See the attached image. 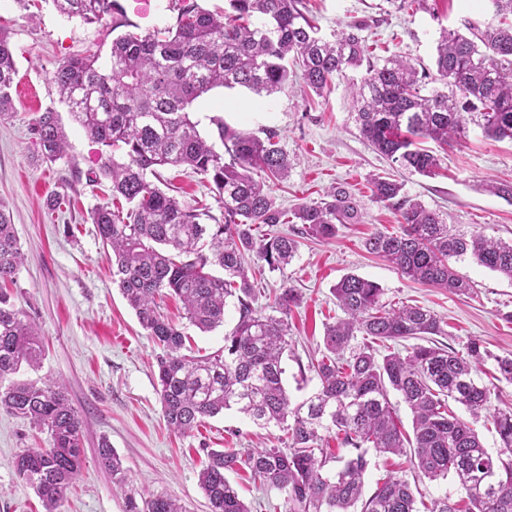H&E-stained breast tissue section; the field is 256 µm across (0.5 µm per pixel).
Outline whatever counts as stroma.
Here are the masks:
<instances>
[{
	"mask_svg": "<svg viewBox=\"0 0 512 512\" xmlns=\"http://www.w3.org/2000/svg\"><path fill=\"white\" fill-rule=\"evenodd\" d=\"M119 2L143 33L173 23L176 16L172 0ZM35 3L37 9L31 12L16 0H0V26L11 36L18 69L11 115L0 119V200L10 211L24 255L16 273L0 281V290L36 325L44 344L39 368H22L19 379L65 384L84 422V461L60 512H125L124 496L98 462V445L104 439L121 456L127 483L138 494H166L177 498L185 512H209L198 486L207 449L269 448L276 445L280 431L259 428L231 410L184 435L168 430L157 394L161 350L113 285L110 253L90 219L105 191L90 181L101 147L72 121L50 81L59 59L111 43L112 34L62 17L52 0ZM306 3L324 34L352 22L365 23L368 60L396 53L425 68L433 65L441 28L491 18L487 0H425L423 7L406 9L392 0ZM348 84V77L336 76L321 97L303 91L297 81L268 97L241 88H217L199 98L191 113L205 136L213 130L214 116L238 130L275 134L291 162L287 180L273 188L280 208L291 210L319 200L336 183L348 186L361 204V223L340 227L331 240L299 238L296 256L284 269L263 268L255 254L246 256L255 270L252 280L259 304L272 303L275 293L288 287L303 296L288 314L295 353L284 359V384L296 402L317 386L308 364L324 350L327 324L342 315L332 289L349 274L378 283L386 305H418L435 313L444 329L440 344L461 351L478 339L494 356L512 352L511 280L468 258L453 267L474 289L454 294L412 282L365 250V239L376 229L401 230L392 211L373 202L368 190L372 176L392 175L396 169L360 137ZM50 106L60 115L68 149L64 160L46 165L36 160L32 124ZM425 146L438 153L441 167L432 177L406 176L407 195L440 211L457 231L480 227L486 235L512 240V204L483 187L490 178L512 179V142L490 139L471 123L458 143L442 149L429 140ZM163 175L179 200L221 215V201L200 175L176 169ZM166 313L189 336L190 352L196 356L222 350L225 334L239 317L233 298L225 308L223 326L207 333L183 319L179 300H168ZM46 442V434L28 421L0 411V512H44L32 489L16 476L13 460L22 450ZM229 480L248 506L285 512L283 495L254 483L248 471L238 470Z\"/></svg>",
	"mask_w": 512,
	"mask_h": 512,
	"instance_id": "35a3bbf8",
	"label": "stroma"
}]
</instances>
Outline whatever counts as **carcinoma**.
I'll use <instances>...</instances> for the list:
<instances>
[{
  "label": "carcinoma",
  "instance_id": "obj_1",
  "mask_svg": "<svg viewBox=\"0 0 512 512\" xmlns=\"http://www.w3.org/2000/svg\"><path fill=\"white\" fill-rule=\"evenodd\" d=\"M488 2L492 21L466 20L464 34L440 30L431 73L396 54L364 63L363 24L349 23L324 36L303 0H224L220 13L197 0H178L175 22L144 35L123 19L118 0H53L70 20L127 28L112 38L104 58L96 50L61 59L51 83L72 120L107 148L98 175L110 183L112 199L132 205L122 215L99 204L90 219L112 250V283L163 350L157 368L167 427L185 434L234 408L285 435L282 448L207 451L198 485L210 512H251L226 477L239 468L282 493L286 512H420L412 483L422 479L448 480L467 498L462 510L446 494L427 512H512V406L490 414L497 455L474 428L491 396L475 373L491 359L497 380L512 383V353L496 355L473 340L462 353L416 345L404 354H380L373 346L377 341L439 335L443 329L428 309L387 307L376 282L349 274L332 288L344 318L327 326L325 353L310 362L316 391L291 401L282 360L292 350L288 311L302 297L288 287L275 298L272 312L253 305L257 298L244 256L252 251L278 270L294 259L298 242L286 235L256 239L251 227L299 224L302 235L333 239L337 225L361 221V207L345 185L292 212L277 207L272 187L288 177L290 160L275 135L262 138L215 117L208 139L189 112L212 89L271 94L296 76L320 97L334 76L363 66L365 73L349 83L360 136L401 174L431 176L439 158L418 140L452 144L464 136L468 116L489 138L512 141V0ZM290 61L296 69L289 68ZM17 75L11 38L0 28V117L7 115ZM33 131L39 160L53 164L66 158L67 137L54 108L34 119ZM160 167H187L213 183L224 205L223 220L205 224L206 212L160 189L150 180ZM485 190L512 202V181H489ZM370 191L372 201L391 209L403 230L378 229L365 248L408 279L469 293L473 286L452 263L470 257L512 281V241L456 231L440 213L410 198L402 178H375ZM23 259L10 214L0 204V277L14 274ZM169 296L183 303L189 324L203 333L223 325L228 298L237 299L239 319L224 336V349L200 357L182 354L184 332L160 311ZM40 356L35 325L0 292V410L48 434L47 447L16 455L14 470L45 512H59L81 468L84 423L61 385L12 379L22 365L36 366ZM392 391L410 410V434L397 423ZM450 400L470 419L448 409ZM331 434L349 448L348 456L319 448ZM408 448L414 453L412 478L389 475L365 496L370 453L402 455ZM99 460L114 484L126 485L122 460L105 440ZM125 501L126 512H184L176 499L162 494L139 500L128 489Z\"/></svg>",
  "mask_w": 512,
  "mask_h": 512
}]
</instances>
